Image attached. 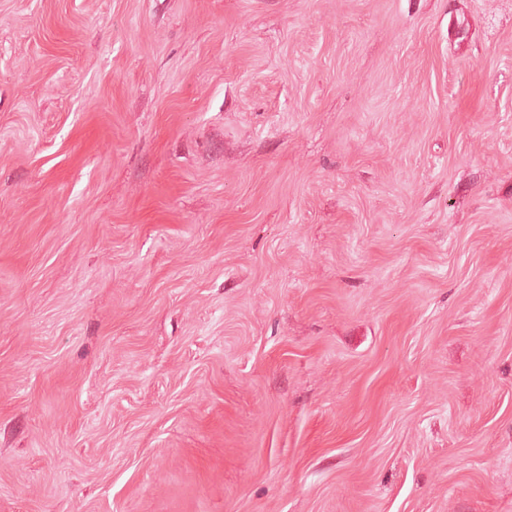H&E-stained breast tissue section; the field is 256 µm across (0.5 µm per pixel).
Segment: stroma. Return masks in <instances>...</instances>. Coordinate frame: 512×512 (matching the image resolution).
<instances>
[{
    "mask_svg": "<svg viewBox=\"0 0 512 512\" xmlns=\"http://www.w3.org/2000/svg\"><path fill=\"white\" fill-rule=\"evenodd\" d=\"M0 512H512V0H0Z\"/></svg>",
    "mask_w": 512,
    "mask_h": 512,
    "instance_id": "1",
    "label": "stroma"
}]
</instances>
